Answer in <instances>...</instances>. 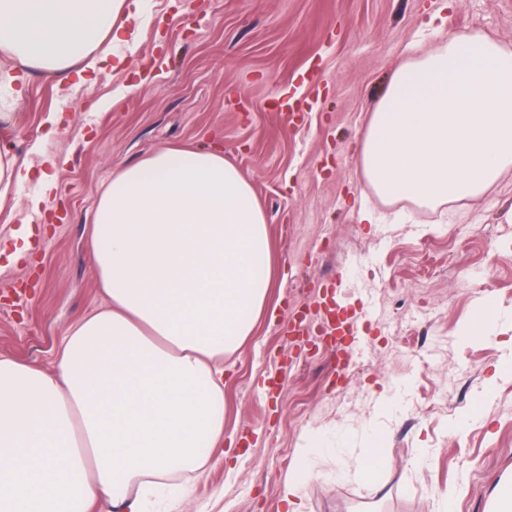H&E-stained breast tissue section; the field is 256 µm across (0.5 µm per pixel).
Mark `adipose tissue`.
Listing matches in <instances>:
<instances>
[{
	"label": "adipose tissue",
	"instance_id": "1",
	"mask_svg": "<svg viewBox=\"0 0 512 512\" xmlns=\"http://www.w3.org/2000/svg\"><path fill=\"white\" fill-rule=\"evenodd\" d=\"M135 0H0V127L16 67L77 90L121 69ZM361 172L383 199L475 197L512 166V48L459 30L406 55L376 101ZM109 304L69 328L53 371L0 356V512H149L224 446V357L273 286L250 184L223 154L158 149L121 168L90 236Z\"/></svg>",
	"mask_w": 512,
	"mask_h": 512
}]
</instances>
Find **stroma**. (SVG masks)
<instances>
[{"label": "stroma", "instance_id": "stroma-1", "mask_svg": "<svg viewBox=\"0 0 512 512\" xmlns=\"http://www.w3.org/2000/svg\"><path fill=\"white\" fill-rule=\"evenodd\" d=\"M140 13L125 68L74 99L56 79L18 73L0 143L59 165L15 262L6 253L37 181L0 202V355L53 370L66 330L106 306L89 231L117 169L168 145L218 149L265 214L281 280L224 357L223 456L188 494H157L153 512H287L280 486L303 453L314 471L305 512H489L512 479V374L498 372L512 333L460 331L486 301L512 322V168L474 199L388 202L363 179L360 144L406 48L438 45L429 17L512 46V0H141ZM287 93L301 106L293 123L278 107ZM364 196L403 223H359ZM331 296L367 343L343 373L326 341L288 333L302 315L317 330ZM463 414L466 430H450ZM375 429L386 461L366 480L358 458ZM311 430L322 440L308 450Z\"/></svg>", "mask_w": 512, "mask_h": 512}]
</instances>
